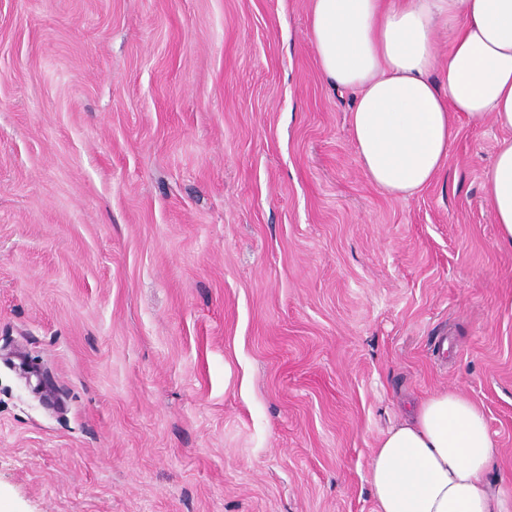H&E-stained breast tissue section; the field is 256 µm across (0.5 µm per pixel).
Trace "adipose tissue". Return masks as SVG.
<instances>
[{"mask_svg":"<svg viewBox=\"0 0 512 512\" xmlns=\"http://www.w3.org/2000/svg\"><path fill=\"white\" fill-rule=\"evenodd\" d=\"M309 27L324 79L354 95L358 157L384 192L407 197L439 174L458 117L512 129V0H311ZM486 184L499 241L512 246V141ZM496 455L482 409L435 392L374 449V512H512V488L488 478Z\"/></svg>","mask_w":512,"mask_h":512,"instance_id":"adipose-tissue-1","label":"adipose tissue"}]
</instances>
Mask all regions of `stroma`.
<instances>
[{
    "label": "stroma",
    "mask_w": 512,
    "mask_h": 512,
    "mask_svg": "<svg viewBox=\"0 0 512 512\" xmlns=\"http://www.w3.org/2000/svg\"><path fill=\"white\" fill-rule=\"evenodd\" d=\"M309 0H0V512H374L457 390L512 485V249L459 119L369 181Z\"/></svg>",
    "instance_id": "1"
}]
</instances>
